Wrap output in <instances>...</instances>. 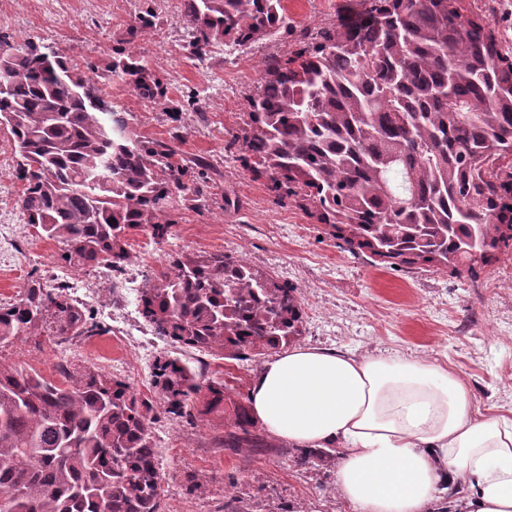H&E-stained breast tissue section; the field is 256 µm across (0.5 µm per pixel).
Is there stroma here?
<instances>
[{"mask_svg": "<svg viewBox=\"0 0 512 512\" xmlns=\"http://www.w3.org/2000/svg\"><path fill=\"white\" fill-rule=\"evenodd\" d=\"M362 0H286L288 28L241 54L214 48L205 62L190 53L177 11L156 0L161 23L139 33L134 46L182 103L180 118L185 157L208 164L210 182L222 197L205 208L177 213L168 242L148 243L132 236L135 260L128 279L141 286L176 255L223 252L245 259L253 268L297 288L304 330L300 345L354 355L392 353L423 359L461 375L480 413L512 417V253L478 275L419 265L389 269L345 249L325 225L289 200L279 199L265 175L244 168L233 136L243 125L247 98L259 78L257 60L293 50L301 33L334 26L359 11ZM140 0H0V35L14 42L36 36L77 60L104 63L126 30ZM112 103L133 115L137 134L165 138L170 124L163 112L138 98L126 85L112 84ZM18 156L10 135L0 129V305L18 299L29 279L54 287L59 274L71 283L69 295L98 322L100 335L80 337L66 348L53 336L0 348V363L34 368L57 377L68 361L80 369L94 366L129 381L141 396L158 399L150 367L169 355L197 367V354L159 341L144 343L148 327L130 319V335L118 334L125 298L113 291L99 270H67L55 241L24 224L16 206L20 184L14 178ZM264 357L249 361L207 358L205 378L237 377L232 400L248 398ZM233 416L224 408L194 422L164 413L152 425L159 450L166 512H218L224 501L254 497L256 512H354L333 485L334 463L304 469L281 449L231 455L211 445ZM197 475L207 483L194 484Z\"/></svg>", "mask_w": 512, "mask_h": 512, "instance_id": "1", "label": "stroma"}]
</instances>
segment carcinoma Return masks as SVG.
<instances>
[{
  "label": "carcinoma",
  "mask_w": 512,
  "mask_h": 512,
  "mask_svg": "<svg viewBox=\"0 0 512 512\" xmlns=\"http://www.w3.org/2000/svg\"><path fill=\"white\" fill-rule=\"evenodd\" d=\"M153 2L142 0L102 67L32 38L0 54V128L19 156L18 209L74 269L126 268L132 235L163 244L177 210L214 196L207 164L178 149L181 134L137 135L107 91L118 79L180 121L182 107L131 47L157 27ZM180 21L198 60L220 44L245 53L288 28L284 0H180ZM258 67L233 140L253 171L349 250L389 268L475 276L512 246V51L470 0H364ZM139 306L153 335L223 360L277 352L303 332L297 289L222 252L177 256L146 280ZM49 322L61 348L102 331L68 294L33 280L0 306V345L40 336ZM59 373L0 364V496L11 512H165L155 414L210 413L236 390L170 356L155 365L157 401L95 367ZM233 412L218 447H277L247 404ZM288 456L305 467L336 449Z\"/></svg>",
  "instance_id": "carcinoma-1"
}]
</instances>
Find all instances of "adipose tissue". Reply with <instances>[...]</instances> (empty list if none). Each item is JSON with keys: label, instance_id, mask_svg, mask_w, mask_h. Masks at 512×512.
<instances>
[{"label": "adipose tissue", "instance_id": "ef3b65f1", "mask_svg": "<svg viewBox=\"0 0 512 512\" xmlns=\"http://www.w3.org/2000/svg\"><path fill=\"white\" fill-rule=\"evenodd\" d=\"M254 417L299 448L337 451L355 512H430L464 485V512H512V418L475 416L455 373L415 358L295 347L258 370Z\"/></svg>", "mask_w": 512, "mask_h": 512}]
</instances>
